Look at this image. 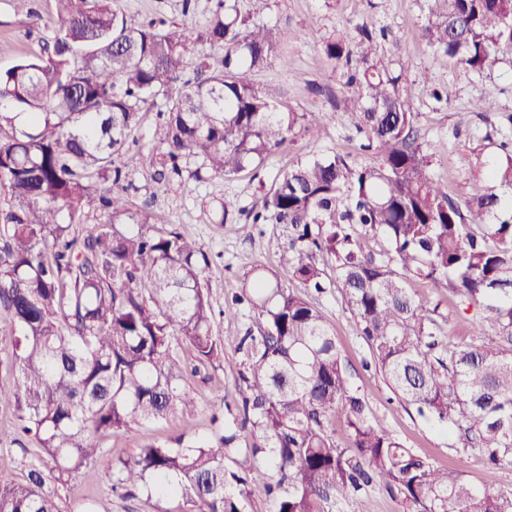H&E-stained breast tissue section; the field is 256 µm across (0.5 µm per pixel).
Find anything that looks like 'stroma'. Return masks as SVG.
Here are the masks:
<instances>
[{"label":"stroma","mask_w":512,"mask_h":512,"mask_svg":"<svg viewBox=\"0 0 512 512\" xmlns=\"http://www.w3.org/2000/svg\"><path fill=\"white\" fill-rule=\"evenodd\" d=\"M119 5L132 22L161 17L201 28L209 19L211 0H119ZM53 12L54 0H31L24 12L16 10L14 0H0V70L40 54L53 37ZM256 21L276 33L279 42L268 64L252 72L253 81L282 86L290 107L298 112L323 113L324 121L316 127L298 126L288 146L260 166L230 177L207 174L198 180L193 173L201 161L190 156L183 162L181 176L159 184L152 173L161 138L157 113L164 109L165 97H157L154 111L144 114L133 133L143 166L130 175L134 189L129 207L148 213L154 231H179L196 240L207 255L211 301L217 312L212 334L222 343L224 357L214 364H201L189 345L176 343L182 384L196 399L195 413L103 436V455L67 483L56 485L62 512H78L87 502L95 504L96 512H163L164 502L147 492L127 498L111 491L106 475L113 459L135 456L149 443H174L182 435L208 440L223 427L233 425L245 393L241 379L245 356L237 344L247 329H258L260 320L246 307L231 319L221 311L255 267L275 274L288 287H295L296 282L289 273L280 225L244 226L236 215L219 221L221 203L229 198L245 208L261 204L280 173L314 154L336 153L358 163L373 160L361 150V137L351 124L346 100L352 89L346 69L331 63L324 53L330 34L342 30L353 36L363 25L385 30L380 51L386 59L405 62L407 77L415 82L418 140L433 145L430 172L447 185L454 202L483 193L489 185L483 166L486 152L482 138L486 132L494 130L512 139V123L507 120L512 114V46H501L492 68L480 72L462 69L423 38V0H269ZM423 72L430 74L431 85L417 83V75ZM486 97L495 103V115L490 120L474 109L475 103ZM410 288L417 301L433 309L448 341L459 346L472 342L463 307L448 289L429 280L412 281ZM313 302L331 325L352 382L364 393L377 420L435 465L462 472L478 487L512 495V467H487L478 454L461 448L454 436L419 416L393 392L339 293L314 297Z\"/></svg>","instance_id":"35a3bbf8"}]
</instances>
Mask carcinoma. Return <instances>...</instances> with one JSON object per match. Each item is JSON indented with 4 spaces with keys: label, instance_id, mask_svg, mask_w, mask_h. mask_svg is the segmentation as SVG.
I'll list each match as a JSON object with an SVG mask.
<instances>
[{
    "label": "carcinoma",
    "instance_id": "carcinoma-1",
    "mask_svg": "<svg viewBox=\"0 0 512 512\" xmlns=\"http://www.w3.org/2000/svg\"><path fill=\"white\" fill-rule=\"evenodd\" d=\"M212 0L206 26L165 20L132 23L114 0H55L57 28L41 54L0 71V319L13 333L0 366L17 374L0 389L20 433L34 444L24 480L0 483V512H61L44 490L64 483L104 451L100 437L192 412L173 341L196 359L224 356L212 336L214 310L206 255L181 233L151 232L131 214L129 172L140 158L128 137L155 98L165 181L199 156L229 177L288 145L295 128L319 112H297L286 92L261 87L272 32L252 22L268 0ZM424 37L464 68L482 71L502 43L512 44V0H425ZM342 32L325 54L350 68L357 87L351 120L369 164L313 156L282 174L260 207L240 209L248 224H280L300 289L252 272L234 306L258 311L259 335L240 341L247 394L239 430L180 448L154 442L113 460L110 489L143 487L175 504L170 512H243L259 493L272 512H326L374 481L412 512H512V496L479 488L460 472L415 454L376 420L341 361L334 334L307 298L341 294L392 390L419 415L475 448L491 466H512V149L501 142L491 187L460 206L430 172L433 153L417 143L408 79L377 57L376 33ZM223 48L220 63L198 45ZM194 77L180 80L187 58ZM67 208L70 223L52 222ZM93 207L103 220L79 235L71 225ZM130 218L137 229L124 228ZM379 236L366 254L359 240ZM336 271L330 276L326 267ZM428 279L475 307L465 346L441 336L436 319L407 284ZM346 423L350 447L327 431ZM263 460L226 467L240 448Z\"/></svg>",
    "mask_w": 512,
    "mask_h": 512
}]
</instances>
